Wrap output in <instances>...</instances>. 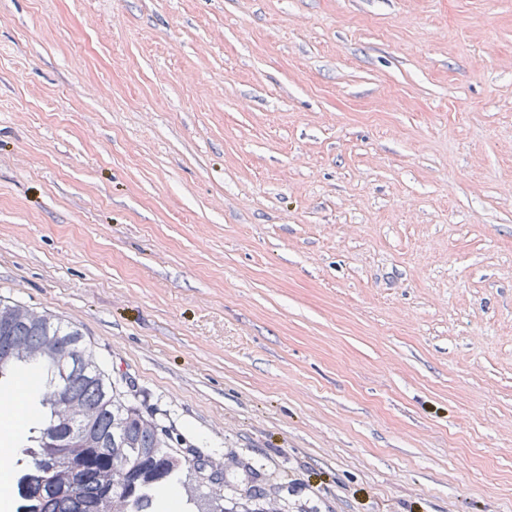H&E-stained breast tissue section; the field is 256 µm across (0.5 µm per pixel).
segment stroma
I'll list each match as a JSON object with an SVG mask.
<instances>
[{
    "label": "stroma",
    "instance_id": "35a3bbf8",
    "mask_svg": "<svg viewBox=\"0 0 512 512\" xmlns=\"http://www.w3.org/2000/svg\"><path fill=\"white\" fill-rule=\"evenodd\" d=\"M0 297L277 512H512V0H0Z\"/></svg>",
    "mask_w": 512,
    "mask_h": 512
}]
</instances>
